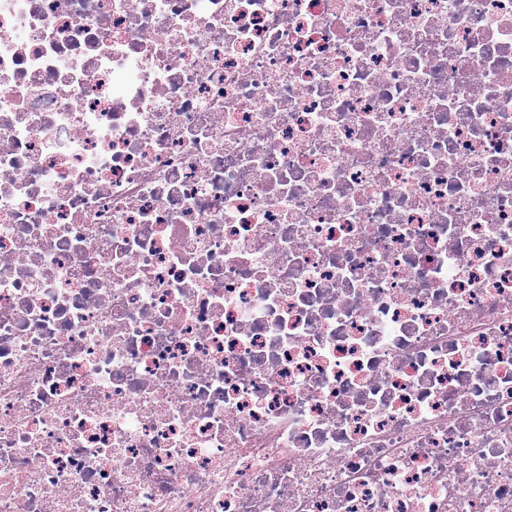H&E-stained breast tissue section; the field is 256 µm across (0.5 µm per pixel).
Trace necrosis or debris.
<instances>
[{"label":"necrosis or debris","mask_w":512,"mask_h":512,"mask_svg":"<svg viewBox=\"0 0 512 512\" xmlns=\"http://www.w3.org/2000/svg\"><path fill=\"white\" fill-rule=\"evenodd\" d=\"M0 512H512V0H0Z\"/></svg>","instance_id":"1"}]
</instances>
